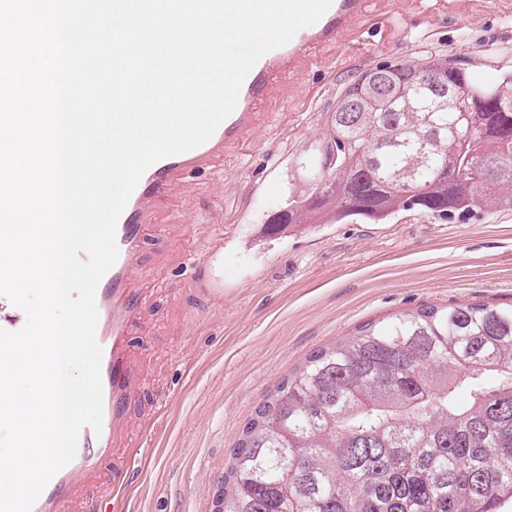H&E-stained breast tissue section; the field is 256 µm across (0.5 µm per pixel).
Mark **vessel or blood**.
Wrapping results in <instances>:
<instances>
[{"mask_svg":"<svg viewBox=\"0 0 512 512\" xmlns=\"http://www.w3.org/2000/svg\"><path fill=\"white\" fill-rule=\"evenodd\" d=\"M367 0H332L315 24L298 31L286 45L263 55L246 77L234 111L204 144L164 158L142 176L116 227L119 255L101 279L96 292V338L102 348L101 431L83 428L75 458L60 469L33 503L31 512H109L107 497H92L112 457V448L133 430L130 406L141 380L128 346L132 328L141 317L143 299L133 293L130 278L138 265L145 236L153 223V202L172 191L182 175L242 146L255 125L259 101L275 95L278 79L299 66L309 52L336 43L368 18ZM25 325L24 311L0 294V329L16 332Z\"/></svg>","mask_w":512,"mask_h":512,"instance_id":"vessel-or-blood-1","label":"vessel or blood"}]
</instances>
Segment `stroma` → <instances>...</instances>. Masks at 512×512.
Wrapping results in <instances>:
<instances>
[{
  "mask_svg": "<svg viewBox=\"0 0 512 512\" xmlns=\"http://www.w3.org/2000/svg\"><path fill=\"white\" fill-rule=\"evenodd\" d=\"M368 12V31L282 79L244 147L156 200L159 230L131 282L150 294L131 341L146 385L112 460L128 480L117 512H215L245 422L312 351L423 306L512 305V210L262 232L362 72L445 53L512 74V0H369Z\"/></svg>",
  "mask_w": 512,
  "mask_h": 512,
  "instance_id": "1",
  "label": "stroma"
}]
</instances>
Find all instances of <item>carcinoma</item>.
Masks as SVG:
<instances>
[{"label": "carcinoma", "mask_w": 512, "mask_h": 512, "mask_svg": "<svg viewBox=\"0 0 512 512\" xmlns=\"http://www.w3.org/2000/svg\"><path fill=\"white\" fill-rule=\"evenodd\" d=\"M433 132L429 140L425 131ZM295 224L512 210V76L443 54L355 78ZM218 512H504L512 501V305L425 306L312 352L254 410Z\"/></svg>", "instance_id": "obj_1"}]
</instances>
